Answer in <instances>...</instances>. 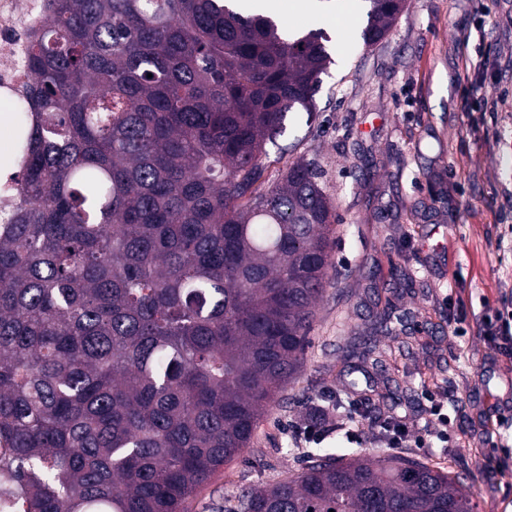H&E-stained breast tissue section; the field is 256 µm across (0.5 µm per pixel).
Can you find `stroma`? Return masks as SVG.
Segmentation results:
<instances>
[{"label":"stroma","mask_w":512,"mask_h":512,"mask_svg":"<svg viewBox=\"0 0 512 512\" xmlns=\"http://www.w3.org/2000/svg\"><path fill=\"white\" fill-rule=\"evenodd\" d=\"M365 22L357 12L344 48L332 49L315 117L290 113L269 150L283 157L272 174L299 158L320 170L337 218L303 365L250 448L197 489L188 512H217L241 488L347 447L349 402L360 407V454L382 456L376 434L389 416L406 414L414 435L434 428L426 390L453 404L449 442L407 456L458 475L477 512H512V341L484 331L512 310V0H407L370 48ZM485 56L496 76L463 93L465 64ZM486 97L495 111H480ZM368 347L375 362L361 356ZM316 405L329 430L301 442L295 428Z\"/></svg>","instance_id":"35a3bbf8"}]
</instances>
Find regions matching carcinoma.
<instances>
[{"mask_svg":"<svg viewBox=\"0 0 512 512\" xmlns=\"http://www.w3.org/2000/svg\"><path fill=\"white\" fill-rule=\"evenodd\" d=\"M365 45L405 0H367ZM322 30L233 0H53L9 96L0 217V484L19 512H184L294 378L336 215L311 163L267 177L316 111ZM225 512H474L399 454H312Z\"/></svg>","mask_w":512,"mask_h":512,"instance_id":"1","label":"carcinoma"}]
</instances>
